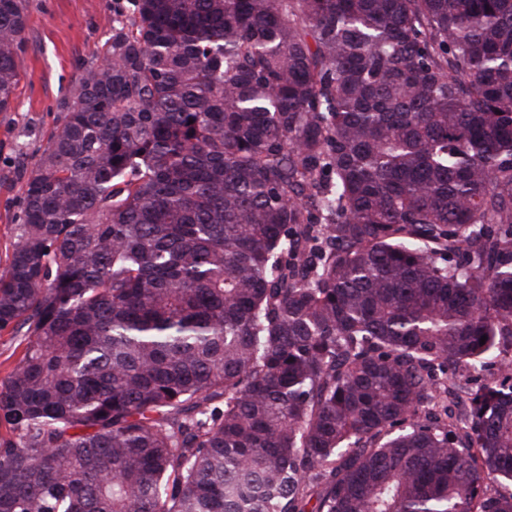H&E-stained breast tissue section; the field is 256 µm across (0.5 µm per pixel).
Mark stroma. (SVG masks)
Returning <instances> with one entry per match:
<instances>
[{"instance_id":"obj_1","label":"stroma","mask_w":512,"mask_h":512,"mask_svg":"<svg viewBox=\"0 0 512 512\" xmlns=\"http://www.w3.org/2000/svg\"><path fill=\"white\" fill-rule=\"evenodd\" d=\"M114 0H29L21 80L12 111L0 113V268L14 240L22 170L31 169L63 117L80 68L108 36Z\"/></svg>"}]
</instances>
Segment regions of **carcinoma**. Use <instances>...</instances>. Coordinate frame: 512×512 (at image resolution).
<instances>
[{
    "label": "carcinoma",
    "instance_id": "carcinoma-1",
    "mask_svg": "<svg viewBox=\"0 0 512 512\" xmlns=\"http://www.w3.org/2000/svg\"><path fill=\"white\" fill-rule=\"evenodd\" d=\"M62 109L0 512H512V0H128ZM500 356L493 360L494 362L487 365L483 371L478 374H474L473 377L469 378L468 372L465 369L459 368L449 370L448 372H454L461 383L467 384L469 388L476 389L481 385L493 381L501 382L503 380L502 372L500 371V361L506 358H512V337L503 336L500 345Z\"/></svg>",
    "mask_w": 512,
    "mask_h": 512
}]
</instances>
